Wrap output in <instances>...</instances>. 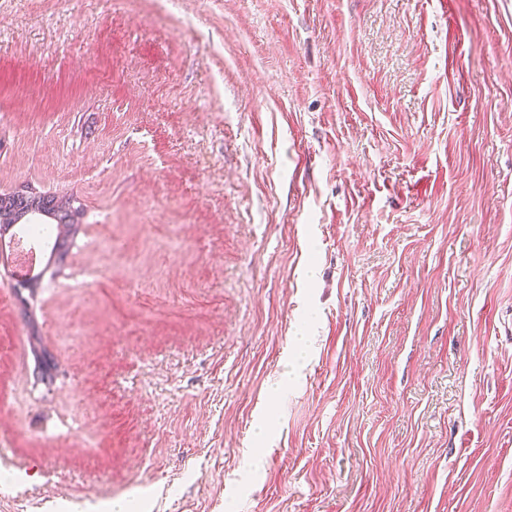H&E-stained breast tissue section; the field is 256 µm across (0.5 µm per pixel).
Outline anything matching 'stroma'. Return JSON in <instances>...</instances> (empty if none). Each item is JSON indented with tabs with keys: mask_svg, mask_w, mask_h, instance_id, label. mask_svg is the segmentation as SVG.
<instances>
[{
	"mask_svg": "<svg viewBox=\"0 0 512 512\" xmlns=\"http://www.w3.org/2000/svg\"><path fill=\"white\" fill-rule=\"evenodd\" d=\"M30 188L85 215L0 263L11 512H512V0H0Z\"/></svg>",
	"mask_w": 512,
	"mask_h": 512,
	"instance_id": "stroma-1",
	"label": "stroma"
}]
</instances>
